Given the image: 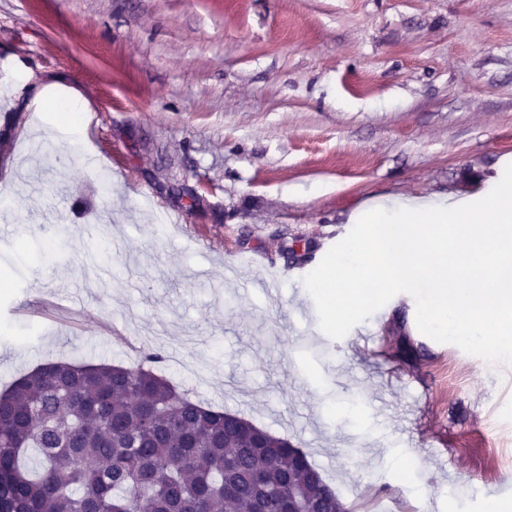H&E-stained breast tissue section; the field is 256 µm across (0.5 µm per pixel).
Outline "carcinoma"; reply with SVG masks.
Listing matches in <instances>:
<instances>
[{
    "instance_id": "cac0c4a2",
    "label": "carcinoma",
    "mask_w": 512,
    "mask_h": 512,
    "mask_svg": "<svg viewBox=\"0 0 512 512\" xmlns=\"http://www.w3.org/2000/svg\"><path fill=\"white\" fill-rule=\"evenodd\" d=\"M288 444L150 367L45 363L0 392V512H340Z\"/></svg>"
}]
</instances>
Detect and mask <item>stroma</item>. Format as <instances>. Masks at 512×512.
<instances>
[{
    "instance_id": "1",
    "label": "stroma",
    "mask_w": 512,
    "mask_h": 512,
    "mask_svg": "<svg viewBox=\"0 0 512 512\" xmlns=\"http://www.w3.org/2000/svg\"><path fill=\"white\" fill-rule=\"evenodd\" d=\"M49 85L81 137L24 139ZM511 163L512 0H0V389L157 350L361 512H492L512 366L406 293L331 339L302 279L365 200L476 201ZM65 105L72 115L78 117L79 113L76 112H87L88 107L85 100L75 91L70 92L66 95H60L54 91L47 90L43 94L41 108H53L56 105Z\"/></svg>"
}]
</instances>
